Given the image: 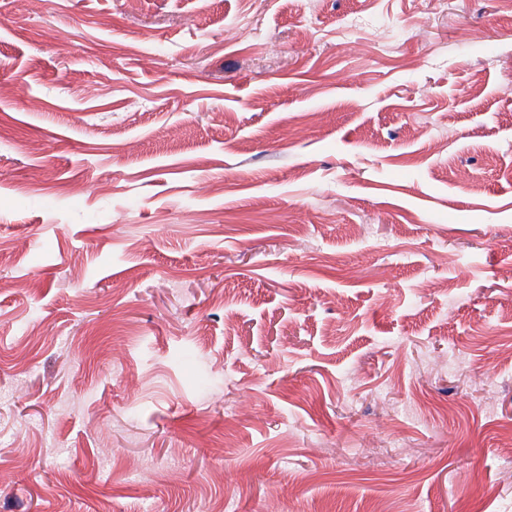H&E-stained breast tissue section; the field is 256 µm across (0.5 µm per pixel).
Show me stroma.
Wrapping results in <instances>:
<instances>
[{
    "instance_id": "35a3bbf8",
    "label": "stroma",
    "mask_w": 512,
    "mask_h": 512,
    "mask_svg": "<svg viewBox=\"0 0 512 512\" xmlns=\"http://www.w3.org/2000/svg\"><path fill=\"white\" fill-rule=\"evenodd\" d=\"M0 512H512V0H0Z\"/></svg>"
}]
</instances>
